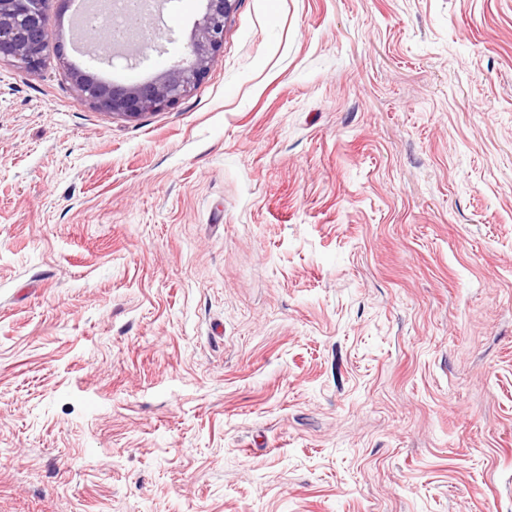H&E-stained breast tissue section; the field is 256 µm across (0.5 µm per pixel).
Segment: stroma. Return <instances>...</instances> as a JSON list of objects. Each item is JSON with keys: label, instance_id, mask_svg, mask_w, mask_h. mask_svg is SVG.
<instances>
[{"label": "stroma", "instance_id": "35a3bbf8", "mask_svg": "<svg viewBox=\"0 0 512 512\" xmlns=\"http://www.w3.org/2000/svg\"><path fill=\"white\" fill-rule=\"evenodd\" d=\"M204 0L0 62V512H512V0ZM202 17L195 25L187 48L192 62L175 63L154 79L143 84H112L98 81L88 73L73 68L70 78L82 103L128 118L157 111L190 94L224 44V24L238 0H205Z\"/></svg>", "mask_w": 512, "mask_h": 512}]
</instances>
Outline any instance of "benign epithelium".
<instances>
[{
  "mask_svg": "<svg viewBox=\"0 0 512 512\" xmlns=\"http://www.w3.org/2000/svg\"><path fill=\"white\" fill-rule=\"evenodd\" d=\"M238 0H206L205 12L188 44L192 62L176 63L143 84H112L73 68L70 78L79 99L93 107L128 118L157 111L190 94L224 44V24ZM50 0H0V61L27 70L42 66L50 52H63L48 32Z\"/></svg>",
  "mask_w": 512,
  "mask_h": 512,
  "instance_id": "benign-epithelium-1",
  "label": "benign epithelium"
}]
</instances>
